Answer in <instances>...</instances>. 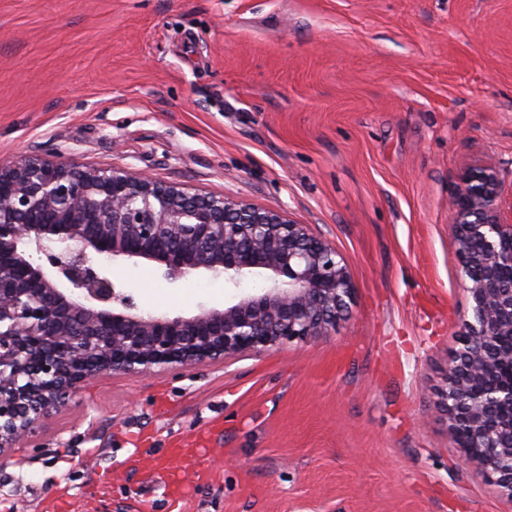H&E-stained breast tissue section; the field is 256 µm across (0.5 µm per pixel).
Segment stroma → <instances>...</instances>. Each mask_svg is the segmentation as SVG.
Segmentation results:
<instances>
[{
    "mask_svg": "<svg viewBox=\"0 0 512 512\" xmlns=\"http://www.w3.org/2000/svg\"><path fill=\"white\" fill-rule=\"evenodd\" d=\"M27 154L289 215L355 293L330 335L81 387L0 467V512H172L178 484L182 512H512L438 406L460 174L496 164L512 211V0H0V162ZM113 275L172 317L266 284Z\"/></svg>",
    "mask_w": 512,
    "mask_h": 512,
    "instance_id": "obj_1",
    "label": "stroma"
}]
</instances>
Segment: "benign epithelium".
<instances>
[{
    "label": "benign epithelium",
    "instance_id": "7a95c632",
    "mask_svg": "<svg viewBox=\"0 0 512 512\" xmlns=\"http://www.w3.org/2000/svg\"><path fill=\"white\" fill-rule=\"evenodd\" d=\"M492 164L449 200L471 312L439 406L464 462L512 497V217ZM142 260L171 282L224 275L259 293L190 317L143 316L105 262ZM354 285L342 255L306 224L222 195L119 168L38 156L0 164V463L41 435L84 383L222 363L327 336Z\"/></svg>",
    "mask_w": 512,
    "mask_h": 512
}]
</instances>
